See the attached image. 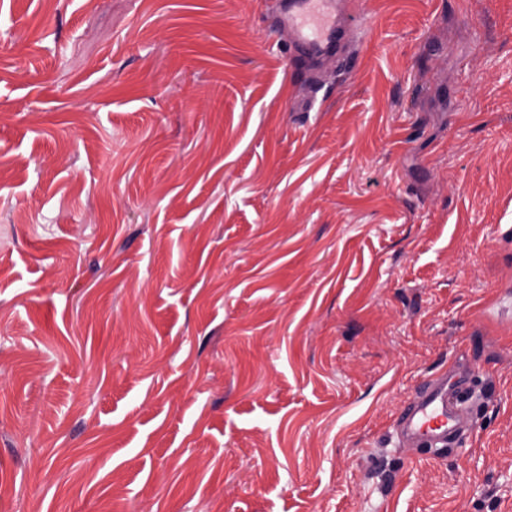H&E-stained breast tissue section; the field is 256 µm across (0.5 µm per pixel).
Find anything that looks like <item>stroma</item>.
<instances>
[{
    "mask_svg": "<svg viewBox=\"0 0 512 512\" xmlns=\"http://www.w3.org/2000/svg\"><path fill=\"white\" fill-rule=\"evenodd\" d=\"M278 7L0 0V512H512V0ZM283 19L296 48L317 61H335L345 49V34L364 18V0H285ZM348 3L347 9L340 4ZM469 374L450 365L419 384L393 425L400 446L458 454L474 422Z\"/></svg>",
    "mask_w": 512,
    "mask_h": 512,
    "instance_id": "1",
    "label": "stroma"
}]
</instances>
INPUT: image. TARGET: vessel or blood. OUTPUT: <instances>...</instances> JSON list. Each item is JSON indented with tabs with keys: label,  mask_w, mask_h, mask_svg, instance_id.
<instances>
[{
	"label": "vessel or blood",
	"mask_w": 512,
	"mask_h": 512,
	"mask_svg": "<svg viewBox=\"0 0 512 512\" xmlns=\"http://www.w3.org/2000/svg\"><path fill=\"white\" fill-rule=\"evenodd\" d=\"M365 14V0H286L283 19L296 48L317 61H333L345 49V35ZM469 373L442 369L419 384L395 420L400 446L437 454L462 448L474 422Z\"/></svg>",
	"instance_id": "obj_1"
}]
</instances>
